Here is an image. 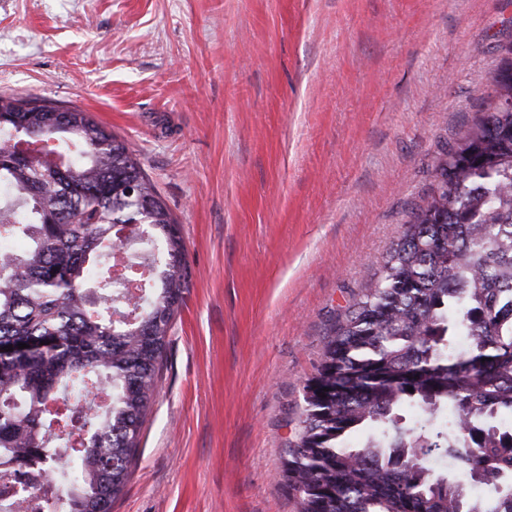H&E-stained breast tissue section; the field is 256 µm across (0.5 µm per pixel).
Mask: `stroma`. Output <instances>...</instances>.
Returning a JSON list of instances; mask_svg holds the SVG:
<instances>
[{
    "mask_svg": "<svg viewBox=\"0 0 512 512\" xmlns=\"http://www.w3.org/2000/svg\"><path fill=\"white\" fill-rule=\"evenodd\" d=\"M512 0H0V94L90 112L186 286L112 512H297L326 335L491 93Z\"/></svg>",
    "mask_w": 512,
    "mask_h": 512,
    "instance_id": "35a3bbf8",
    "label": "stroma"
}]
</instances>
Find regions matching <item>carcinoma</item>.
<instances>
[{"instance_id": "obj_1", "label": "carcinoma", "mask_w": 512, "mask_h": 512, "mask_svg": "<svg viewBox=\"0 0 512 512\" xmlns=\"http://www.w3.org/2000/svg\"><path fill=\"white\" fill-rule=\"evenodd\" d=\"M501 52L489 101L306 382L283 460L298 512H512V43ZM0 191V239L23 243L0 262V341L30 345L0 354V467L54 488L45 512H109L185 288L178 221L123 141L32 97L0 96ZM132 224L162 248L142 302L100 261Z\"/></svg>"}]
</instances>
